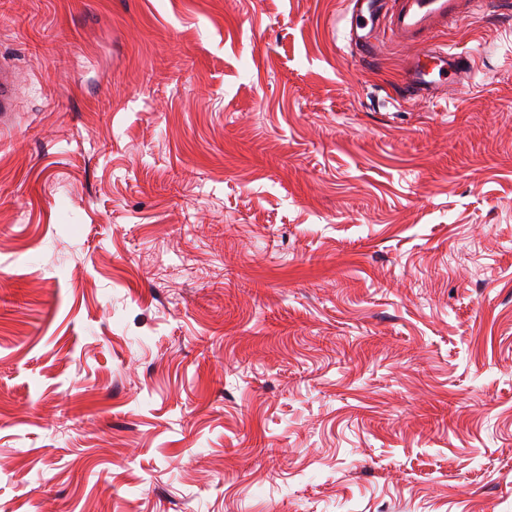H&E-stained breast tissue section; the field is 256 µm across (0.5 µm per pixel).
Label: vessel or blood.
<instances>
[{
    "label": "vessel or blood",
    "mask_w": 512,
    "mask_h": 512,
    "mask_svg": "<svg viewBox=\"0 0 512 512\" xmlns=\"http://www.w3.org/2000/svg\"><path fill=\"white\" fill-rule=\"evenodd\" d=\"M506 7V0H353L349 43L361 56H376L377 44L358 34L373 24L400 43L415 45L404 63L401 88L406 98L433 102L447 96L449 88L476 67L471 53L435 42V34L473 15ZM13 91V73L0 61V125L14 108Z\"/></svg>",
    "instance_id": "vessel-or-blood-1"
}]
</instances>
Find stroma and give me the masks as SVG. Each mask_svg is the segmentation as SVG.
I'll list each match as a JSON object with an SVG mask.
<instances>
[{
	"label": "stroma",
	"instance_id": "obj_1",
	"mask_svg": "<svg viewBox=\"0 0 512 512\" xmlns=\"http://www.w3.org/2000/svg\"><path fill=\"white\" fill-rule=\"evenodd\" d=\"M345 10L0 0V512H512V16ZM349 43L363 57L378 54V46L354 33L369 23L382 26L403 44L416 45L404 63L401 88L408 99L435 102L460 79L471 75L475 57L455 44H439L434 36L448 25L479 13L507 9L503 0H353ZM14 79L9 67L0 61V125L1 131L5 127L7 112H13L14 108Z\"/></svg>",
	"mask_w": 512,
	"mask_h": 512
}]
</instances>
